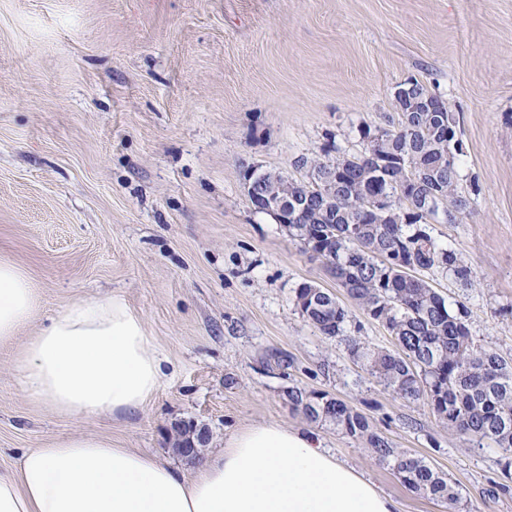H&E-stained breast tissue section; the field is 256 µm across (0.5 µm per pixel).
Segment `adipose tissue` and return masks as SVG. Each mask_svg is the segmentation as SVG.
I'll use <instances>...</instances> for the list:
<instances>
[{
    "label": "adipose tissue",
    "mask_w": 512,
    "mask_h": 512,
    "mask_svg": "<svg viewBox=\"0 0 512 512\" xmlns=\"http://www.w3.org/2000/svg\"><path fill=\"white\" fill-rule=\"evenodd\" d=\"M29 277L0 260V342L36 314ZM164 359L118 296L76 302L24 348L26 386L63 414H126L161 384ZM397 502L300 431L277 423L233 434L187 478L154 457L79 436L27 451L0 471V512H398Z\"/></svg>",
    "instance_id": "ef3b65f1"
}]
</instances>
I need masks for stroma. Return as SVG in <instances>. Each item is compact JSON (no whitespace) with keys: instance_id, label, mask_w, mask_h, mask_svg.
Returning <instances> with one entry per match:
<instances>
[{"instance_id":"1","label":"stroma","mask_w":512,"mask_h":512,"mask_svg":"<svg viewBox=\"0 0 512 512\" xmlns=\"http://www.w3.org/2000/svg\"><path fill=\"white\" fill-rule=\"evenodd\" d=\"M412 77L457 117L470 215H437L429 232L477 285L426 277L468 307L475 344L511 359L512 0H0V259L40 297L37 322L0 345V470L95 436L189 475L178 424L207 429L206 456L276 422L316 437L401 512H512L498 448L448 433L302 317L306 282L338 297L349 335L396 348L244 185L252 170L303 180L300 158L360 155ZM115 295L166 357L158 391L127 415L53 411L23 384L25 344L69 305ZM292 386L343 400L446 475L456 510L293 410Z\"/></svg>"}]
</instances>
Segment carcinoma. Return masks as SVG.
Masks as SVG:
<instances>
[{
    "label": "carcinoma",
    "instance_id": "1",
    "mask_svg": "<svg viewBox=\"0 0 512 512\" xmlns=\"http://www.w3.org/2000/svg\"><path fill=\"white\" fill-rule=\"evenodd\" d=\"M368 139L360 156L336 161L308 158L299 166L336 167V223L312 211L289 236L320 259L347 295L394 337V352L373 348L347 334L348 310L337 297L302 283L295 290L301 315L321 334L340 337L350 354L385 389L408 402L426 403L443 428L481 446L502 450L501 466L512 474V364L472 340L466 306L451 307L422 275L441 269L466 288L475 287L471 264L440 246L428 229L439 201L453 218L467 217L459 190L453 112H400ZM288 403L312 422H329L362 441L371 456L409 488L454 507L459 500L447 477L423 459L392 446L367 419L325 394L288 388ZM175 448L196 458L203 443L179 429Z\"/></svg>",
    "mask_w": 512,
    "mask_h": 512
}]
</instances>
